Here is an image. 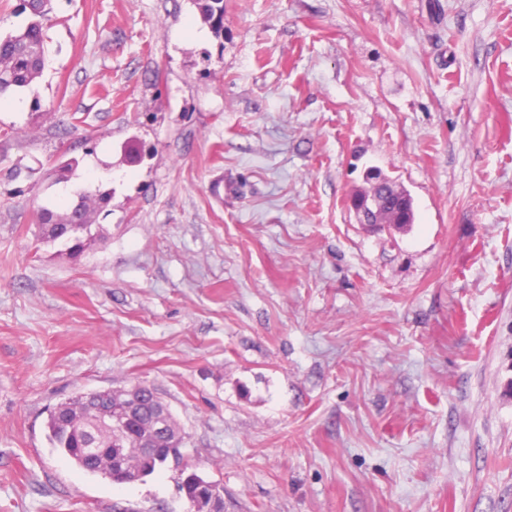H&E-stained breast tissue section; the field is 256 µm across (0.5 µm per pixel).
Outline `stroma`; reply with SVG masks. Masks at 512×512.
Instances as JSON below:
<instances>
[{"mask_svg":"<svg viewBox=\"0 0 512 512\" xmlns=\"http://www.w3.org/2000/svg\"><path fill=\"white\" fill-rule=\"evenodd\" d=\"M0 108V512H512V0H51ZM71 171H63L67 160ZM374 169L415 220L347 207ZM107 191L79 256L37 206ZM144 383L180 462L53 448ZM201 11L202 18L208 23L216 36L224 29V0H193ZM123 396V390L106 395L90 393L89 396L80 395L61 403L47 421L48 437L53 447L67 455L79 469L90 474L104 475L109 465L107 458L101 456L97 465L90 466L79 457L75 448H87L90 460L94 459L96 453L107 455L111 463L112 455L114 461L117 460L120 448L112 452L114 433L106 423V416L112 412L113 417L118 409L123 408ZM112 417L110 423L113 429L123 431L126 420L115 417L112 421ZM88 448L95 449L91 451ZM183 487V485L181 486ZM184 495L190 504L191 511L194 512H224V496L222 490L217 493L212 487L206 484H200L194 496Z\"/></svg>","mask_w":512,"mask_h":512,"instance_id":"stroma-1","label":"stroma"}]
</instances>
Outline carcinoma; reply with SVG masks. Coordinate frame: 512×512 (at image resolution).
Returning a JSON list of instances; mask_svg holds the SVG:
<instances>
[{"instance_id": "obj_1", "label": "carcinoma", "mask_w": 512, "mask_h": 512, "mask_svg": "<svg viewBox=\"0 0 512 512\" xmlns=\"http://www.w3.org/2000/svg\"><path fill=\"white\" fill-rule=\"evenodd\" d=\"M201 11L204 22L215 34L224 29V0H193ZM48 0H22V9L29 11L32 20L21 30L0 37V93L10 88L23 90L32 87L46 63V28ZM90 194L80 193L70 204L65 214L40 207L34 211L36 223L42 234L52 241L69 244L70 252L76 254L84 249L85 240L91 236V228H82L78 223L88 213ZM123 391H112L106 395L91 393L80 395L61 403L47 421L49 440L53 447L67 455L75 465L90 474H103L108 469V460L99 458L98 464L90 466L77 454L79 448H111L114 433L106 423L108 413L123 408ZM156 409L150 396L135 412L130 430L136 438L128 439L125 465L130 473L144 478L153 474L169 460L180 459L177 446L183 442L180 427L173 416L167 418L166 433L155 428Z\"/></svg>"}]
</instances>
